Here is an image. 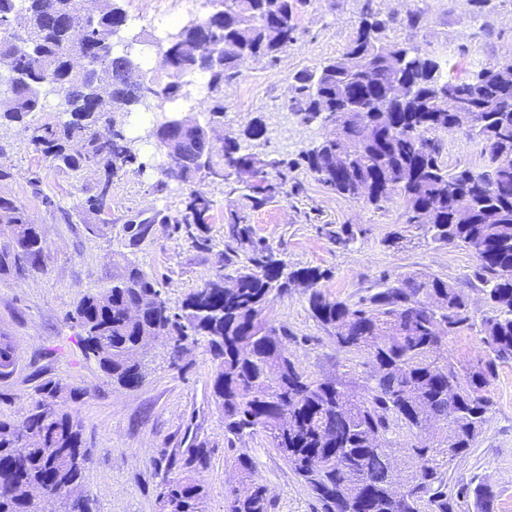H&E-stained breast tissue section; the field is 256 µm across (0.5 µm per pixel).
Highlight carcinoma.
<instances>
[{
	"instance_id": "obj_1",
	"label": "carcinoma",
	"mask_w": 512,
	"mask_h": 512,
	"mask_svg": "<svg viewBox=\"0 0 512 512\" xmlns=\"http://www.w3.org/2000/svg\"><path fill=\"white\" fill-rule=\"evenodd\" d=\"M222 8L198 20L210 30L212 52L223 69L208 80L209 119L224 117V91L239 75L244 54L275 62L294 41L298 0H218ZM70 0H0V60L14 59L21 79L0 91V123L22 126L29 145L41 151L56 169L73 172L95 168L99 179L86 199V211L101 215L112 209L114 178L137 163L126 118L149 99L171 100L197 72L195 65L175 53L181 39L192 36L185 25L169 36L161 56L167 81L127 80L122 71L129 56L114 51L113 36L126 22L114 0H85L95 12L88 27L71 21ZM389 20L375 0H365L360 19L340 55L315 69L294 75L285 107L300 120L317 112L340 113L348 151L336 155L325 144L302 155L315 179L350 200L361 185L369 188L364 202L379 209L398 201L406 223L427 224L434 240L472 251L476 275L490 301V312L475 324L458 284L429 273H409L384 280L383 288L355 304L331 300L317 288L322 272L300 268L288 274L266 249L251 239L244 217L230 212V235L249 244L257 256L236 269L237 288L224 289L218 274L189 294L179 312L161 296L158 282L118 254L112 274L99 289L78 302L71 320L80 328L83 349L112 383L134 387L144 378L142 360L128 353L144 351L152 336L183 340L206 338L217 361L212 393L224 412V429L242 438L262 434L292 465L309 488L320 512H421L427 501L435 512H448L442 490L443 462L469 453L492 406L490 378L498 363H512V72L508 79L489 83L480 99L471 100L477 114L473 128L482 164L448 169L440 160L437 133L448 129L453 115L443 110L436 93L453 87L469 92L477 80L493 73L512 56L467 77L444 74L432 53L387 37ZM26 29L32 50L17 55L16 33ZM398 55L396 67L382 64L385 52ZM112 69L114 82L89 89L72 69L71 54ZM411 89L408 99L394 95L395 83ZM61 95L65 121H41L42 92ZM384 106L388 120L365 134L361 121ZM109 125L104 137L99 127ZM158 143L176 139L184 147L177 161L182 181L199 172L198 156L211 154L209 144L194 130L167 128L153 133ZM223 181L245 190L243 199L259 207L278 196L288 182V164L255 153L240 144L224 145L222 160L213 162ZM459 193L448 196V184ZM212 201L191 191L184 208L167 224L209 223ZM157 216L139 215L126 222L133 239L145 235ZM0 224H19L23 236L0 244V275L25 276L42 269L43 240L39 225L11 199L0 196ZM292 281L307 285L313 316L333 330L336 346L351 354L364 353L370 371L365 393L355 394L338 380L313 378L291 359L284 326L262 320L272 298ZM433 297L436 308L420 307L422 296ZM448 334L478 327L488 359L459 368L434 338L436 322ZM15 346L0 331V378L13 373ZM81 391L54 379L39 385V398L21 420L0 419V512H30L25 489L40 487L70 508V490L82 483L90 450L83 440L81 419L65 408ZM454 405L452 437L423 441L409 449L410 477L404 490L393 486L388 460L395 441L390 434L414 431L427 416L448 419ZM32 431L24 452L15 451L19 430ZM207 451L193 448L177 478L167 481L159 495L160 512H206L207 491L194 477L206 464ZM235 466L244 493L225 492V512H269L271 499L250 456Z\"/></svg>"
}]
</instances>
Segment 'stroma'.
<instances>
[{"label": "stroma", "instance_id": "1", "mask_svg": "<svg viewBox=\"0 0 512 512\" xmlns=\"http://www.w3.org/2000/svg\"><path fill=\"white\" fill-rule=\"evenodd\" d=\"M118 0L127 26L113 42L134 60L136 78L162 79L159 67L166 36L188 21L206 17L211 5L195 0ZM363 0H300L295 14L296 39L277 62L248 59L238 78L224 88V121L214 126V153L225 138H236L249 151L291 164L283 194L246 210L255 241L287 270L315 267L323 271L320 290L330 299L354 303L375 293L386 278L422 272L458 283L474 318L489 306L473 275L476 259L466 248L433 241L424 225L405 221L400 204L374 209L327 189L299 165L301 152L317 145L326 131L305 124L285 108L293 76L303 67L338 56L356 27ZM393 22L392 40L421 46L465 72L512 50V0H490L477 9L472 0H377ZM423 13L419 28L401 20L407 11ZM186 98L133 113L139 136L138 163L112 184V212L90 215L85 201L97 175L50 168L40 152L24 141L17 125L0 127V161L13 165L12 179L0 182V195L26 209L39 224L45 246L42 271L22 277L0 276V330L12 337L17 354L13 374L0 379V419H17L35 396L42 379L53 378L80 389L67 406L84 422L91 451L82 480L94 512H160L158 495L166 480L181 471L189 449L203 447L207 464L196 471L208 491L207 512H224V494L236 479L234 462L248 454L269 490L271 512H318V505L285 459L260 435L242 439L224 431V415L211 390L215 365L205 339L188 345L179 362H171L165 341L143 355L145 376L134 388L105 377L85 358L79 329L69 314L88 292L100 288L117 254L157 280L171 308L216 273L232 274L250 252L230 237L224 217L238 207L239 195L205 174L185 183L164 173L167 158L147 128L162 118L208 121L195 85ZM266 126L263 138L243 131L253 119ZM41 181L32 184V173ZM212 202L204 227L170 223L190 190ZM159 214L139 241H130L125 222L138 212ZM352 234L348 244L339 232ZM267 317L288 327V349L297 364L317 378H342L353 389L366 382L361 354L339 350L329 327L313 317L308 291L290 285L271 301ZM493 406L470 454L444 466L451 512H480L472 491L482 485L494 493L493 512H512V364H500L491 385Z\"/></svg>", "mask_w": 512, "mask_h": 512}]
</instances>
